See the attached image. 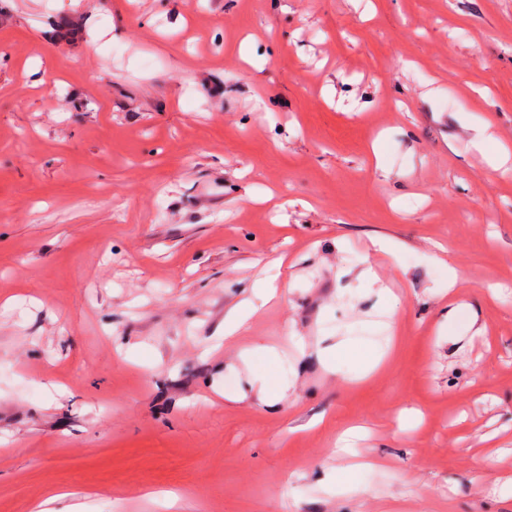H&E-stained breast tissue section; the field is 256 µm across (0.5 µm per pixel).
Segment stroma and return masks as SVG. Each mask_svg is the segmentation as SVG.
Segmentation results:
<instances>
[{"mask_svg":"<svg viewBox=\"0 0 512 512\" xmlns=\"http://www.w3.org/2000/svg\"><path fill=\"white\" fill-rule=\"evenodd\" d=\"M501 144L512 0H0V512H512Z\"/></svg>","mask_w":512,"mask_h":512,"instance_id":"obj_1","label":"stroma"}]
</instances>
